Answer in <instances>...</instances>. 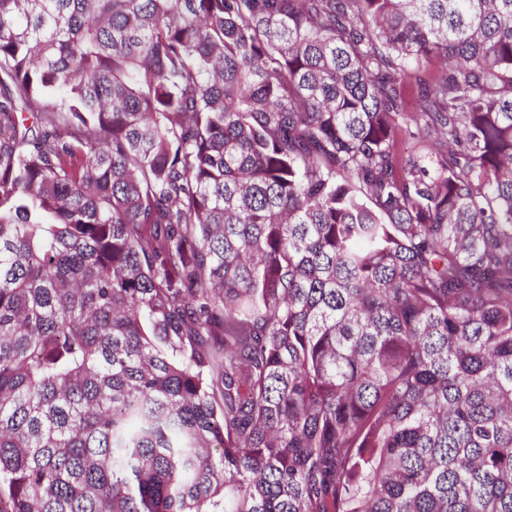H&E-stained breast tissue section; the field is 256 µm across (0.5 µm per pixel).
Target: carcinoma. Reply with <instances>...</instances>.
<instances>
[{
  "mask_svg": "<svg viewBox=\"0 0 512 512\" xmlns=\"http://www.w3.org/2000/svg\"><path fill=\"white\" fill-rule=\"evenodd\" d=\"M9 512H512V0H0Z\"/></svg>",
  "mask_w": 512,
  "mask_h": 512,
  "instance_id": "obj_1",
  "label": "carcinoma"
}]
</instances>
